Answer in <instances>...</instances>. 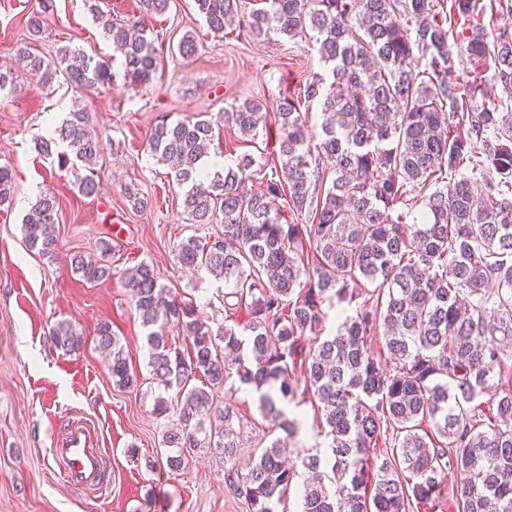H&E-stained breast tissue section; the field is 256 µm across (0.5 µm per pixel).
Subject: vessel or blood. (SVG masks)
<instances>
[{
  "instance_id": "b4317fda",
  "label": "vessel or blood",
  "mask_w": 512,
  "mask_h": 512,
  "mask_svg": "<svg viewBox=\"0 0 512 512\" xmlns=\"http://www.w3.org/2000/svg\"><path fill=\"white\" fill-rule=\"evenodd\" d=\"M100 439L96 425L82 417L71 418L59 428L49 453L69 485L85 491L102 488L106 460Z\"/></svg>"
}]
</instances>
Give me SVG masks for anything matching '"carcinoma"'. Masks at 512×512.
Masks as SVG:
<instances>
[{
    "mask_svg": "<svg viewBox=\"0 0 512 512\" xmlns=\"http://www.w3.org/2000/svg\"><path fill=\"white\" fill-rule=\"evenodd\" d=\"M112 44V58L68 47L46 58L23 43L0 65V92L17 89L18 72L76 89L115 81L112 64L139 84L157 75L161 45L145 17L169 0H141L143 16L114 20L86 0ZM216 34L241 13L242 0H194ZM51 0H39L26 25L42 34ZM415 28H409V23ZM465 30L463 52L494 67L512 87V32L477 20V0H267L246 20L253 36L312 32L326 67L303 87L321 104V133L311 143L299 101L283 98L274 123L279 165L241 154L207 171L213 119L162 121L149 149L184 188L195 224H222V234L192 235L176 249L184 268H204L224 282V310L242 306L251 320L217 329L193 301L171 294L153 265L141 262L124 288L144 329L152 380L175 392L154 400L157 417L176 418L162 432L159 468L180 473L203 448H220L224 482L249 512H279L304 470L301 512H512V112L487 105L493 88L448 81L454 70L448 23ZM429 59L430 72L418 69ZM91 113L71 109L57 140L38 151L58 168L93 165L103 142L89 131ZM242 137L268 128L261 104L220 113ZM254 180L266 190L252 191ZM432 192H427L428 188ZM13 170L0 165V206L12 204ZM420 202L423 220L393 217ZM59 200L44 192L23 219L26 244L43 257L59 250ZM310 214L309 224L285 210ZM100 257H72L90 284L112 277ZM336 309V327L326 331ZM177 327L187 351L163 328ZM48 339L66 353L83 338L67 321ZM113 383L134 388L127 352L112 326L97 328ZM199 380L193 385L191 380ZM257 395L269 434L281 431L241 472L243 446L234 407L215 391L229 380ZM310 402L323 455L291 462L286 442L301 419L286 407Z\"/></svg>",
    "mask_w": 512,
    "mask_h": 512,
    "instance_id": "obj_1",
    "label": "carcinoma"
}]
</instances>
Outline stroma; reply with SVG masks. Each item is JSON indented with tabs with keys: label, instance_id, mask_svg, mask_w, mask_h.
<instances>
[{
	"label": "stroma",
	"instance_id": "obj_1",
	"mask_svg": "<svg viewBox=\"0 0 512 512\" xmlns=\"http://www.w3.org/2000/svg\"><path fill=\"white\" fill-rule=\"evenodd\" d=\"M52 4L43 35L33 42L26 21L38 0H0V62L12 61L16 47L27 41L45 54L70 46L89 56L111 55L112 45L85 0ZM147 25L163 53L150 84L120 77L80 91L26 78L15 93L0 94V164L12 168L15 181L12 205L0 208V512H249L224 482L219 449H202L179 474L152 467L165 422L152 413L156 385L123 273L140 262L152 263L171 292L192 298L212 327L223 325V285L206 271H186L175 257L183 239L219 227L189 222L183 191L152 155L150 135L161 120L214 116L234 102L258 101L267 112H277L281 100L298 96L323 66L314 41L304 35L257 39L229 28L214 34L193 0H170ZM187 34L197 51L185 59L178 44ZM76 102L92 112L104 152L94 168L62 172L37 153L34 140L53 137ZM273 150L266 135L246 141L225 128L210 148L209 163L220 168L240 154L268 156ZM90 173L100 191L87 198L78 184ZM47 189L60 202V250L52 258L29 250L21 231L31 203ZM130 189L146 199V208H132L126 197ZM105 241L112 246V278L87 284L72 272L70 258L98 257ZM60 320L83 337L80 353L49 347L47 333ZM102 322L110 323L125 345L138 387L113 384L98 348ZM70 413L93 420L103 431L104 493L67 486L53 474L52 435Z\"/></svg>",
	"mask_w": 512,
	"mask_h": 512
}]
</instances>
